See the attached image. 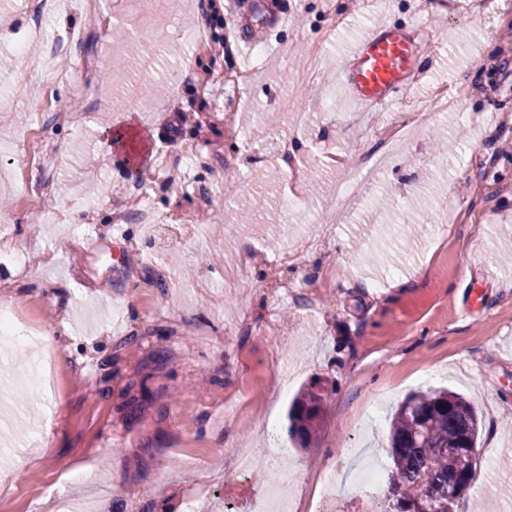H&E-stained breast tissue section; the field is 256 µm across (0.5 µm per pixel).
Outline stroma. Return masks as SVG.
Returning a JSON list of instances; mask_svg holds the SVG:
<instances>
[{"label":"stroma","instance_id":"1","mask_svg":"<svg viewBox=\"0 0 512 512\" xmlns=\"http://www.w3.org/2000/svg\"><path fill=\"white\" fill-rule=\"evenodd\" d=\"M63 0L30 39L26 0H0V300L35 325L29 342L0 337V512H52L61 499L82 512H254L267 495L265 459L249 472L236 449L255 447L265 418L287 422L288 399L328 383L325 421L309 450L286 444L293 461L282 487L289 512H386V486L374 490L321 480L365 449L385 462L387 418L409 393L445 387L462 393L482 418L477 467L460 503L474 512H512V0ZM289 11L277 23L276 9ZM211 34L192 50L178 23ZM390 24L426 31L410 95L378 106L380 122L426 101L439 85L464 111L437 112L379 176L351 214L332 199L326 154L374 151L372 129L355 120L340 69L351 45ZM328 41L307 96L305 131L292 130L281 100L295 89L309 45ZM25 42V57L14 48ZM268 62L239 109L245 137L228 139L224 103L198 81L200 70L246 68L255 44ZM186 122H177L172 103ZM130 119L141 136L107 144L111 124ZM288 135L289 158L272 148ZM309 177L291 188L287 162ZM259 193L267 214L240 223L236 201ZM39 187L20 196V182ZM155 213L179 211L205 226L201 239L149 243L154 227L116 222L131 186ZM303 202L289 221L274 219L283 196ZM327 225L332 246L309 245L308 226ZM236 227L225 242L221 225ZM300 248L288 279L320 278L339 267L316 311L272 303L262 273L224 288V261L256 249L275 256ZM408 281L395 292L393 278ZM485 293L467 312L469 289ZM431 304L406 316L409 300ZM293 323L272 338L268 318ZM54 331L53 342L44 332ZM289 396H274L283 375ZM137 404L136 420L126 408Z\"/></svg>","mask_w":512,"mask_h":512}]
</instances>
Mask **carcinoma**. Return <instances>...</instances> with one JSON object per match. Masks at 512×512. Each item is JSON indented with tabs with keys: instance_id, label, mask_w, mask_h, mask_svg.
<instances>
[{
	"instance_id": "obj_1",
	"label": "carcinoma",
	"mask_w": 512,
	"mask_h": 512,
	"mask_svg": "<svg viewBox=\"0 0 512 512\" xmlns=\"http://www.w3.org/2000/svg\"><path fill=\"white\" fill-rule=\"evenodd\" d=\"M325 396L311 385L288 410L286 434L310 446L324 413ZM481 421L473 405L448 390L412 393L388 428L392 512H459L473 480V448Z\"/></svg>"
}]
</instances>
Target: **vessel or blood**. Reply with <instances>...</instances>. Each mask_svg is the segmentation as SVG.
<instances>
[{
  "label": "vessel or blood",
  "instance_id": "vessel-or-blood-1",
  "mask_svg": "<svg viewBox=\"0 0 512 512\" xmlns=\"http://www.w3.org/2000/svg\"><path fill=\"white\" fill-rule=\"evenodd\" d=\"M423 42L420 32L402 27L381 25L370 30L355 44L340 70L349 97L358 106L372 107L409 90Z\"/></svg>",
  "mask_w": 512,
  "mask_h": 512
}]
</instances>
